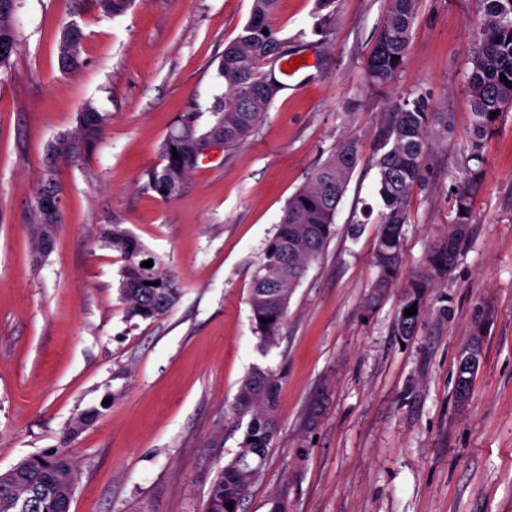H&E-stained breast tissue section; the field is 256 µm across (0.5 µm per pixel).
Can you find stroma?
<instances>
[{
    "label": "stroma",
    "mask_w": 512,
    "mask_h": 512,
    "mask_svg": "<svg viewBox=\"0 0 512 512\" xmlns=\"http://www.w3.org/2000/svg\"><path fill=\"white\" fill-rule=\"evenodd\" d=\"M251 0H134L108 17L92 0H17L18 48L0 72V472L68 451L79 478L70 512H202L246 428L231 405L253 367L281 376L277 429L241 512H512V111L496 123L482 176L468 182L469 49L480 0H421L391 87L364 78L387 0H280L277 36L312 62L237 149L213 154L165 200L143 173L185 112L206 109L216 69ZM77 22L84 67L58 68L60 29ZM447 111L455 131L412 193L401 277L426 266L474 201L458 259L423 299L413 336L396 332L401 288L366 301L382 208L373 166L381 118L398 97ZM110 120L80 160L60 164L63 222L52 252L32 245L36 180L48 145L86 101ZM361 156L335 233L296 287L278 344L262 352L248 302L252 274L288 198L338 144ZM129 229L182 295L164 316L128 320L124 258L98 239ZM482 361L465 402L461 353ZM323 408L315 425L308 415ZM96 421L74 438L79 413Z\"/></svg>",
    "instance_id": "35a3bbf8"
}]
</instances>
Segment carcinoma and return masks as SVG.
Returning a JSON list of instances; mask_svg holds the SVG:
<instances>
[{
	"mask_svg": "<svg viewBox=\"0 0 512 512\" xmlns=\"http://www.w3.org/2000/svg\"><path fill=\"white\" fill-rule=\"evenodd\" d=\"M132 0H94L108 16L124 13ZM482 23L470 50L471 73L467 94L471 107L470 157L482 162L486 138L500 116L512 104V0H480ZM16 0H0V69L11 67L17 35L13 19ZM278 0H251L250 14L241 33L224 47L217 75L224 91L213 97L209 116L186 112L160 145L161 163L144 172L145 188L163 199L174 197L198 167L200 151L209 140L224 141L231 150L242 143L261 121L276 98L270 89L283 85L274 69L265 64L284 56L274 20ZM419 0H389L383 23L366 55L369 85L386 87L402 69L418 14ZM268 30L265 35L262 30ZM84 33L75 22L62 26L58 65L63 73H75L84 64L80 47ZM397 59H391V56ZM497 116H491V113ZM108 115L90 101L83 104L76 126L58 137L47 150L45 166L57 167L86 154L103 132ZM454 127L446 112H430L423 99H396L384 113L374 162L378 195L383 204L379 233L374 244V263L379 270L369 305H376L400 277L402 227L407 223L412 191L427 173L433 141L448 138ZM178 158H173L172 152ZM360 159L358 143L347 139L315 167L305 183L288 199L275 235L268 240L251 283L249 304L254 333L260 346L276 345L287 319L294 289L308 265L324 251L336 211ZM456 215L448 231L427 258V270L403 286L397 317L402 337L415 333L422 314V300L432 282L453 266L461 241L468 234L473 200L467 188L456 191ZM100 241L124 255L120 294L130 319H156L179 300L181 288L164 271L163 263L119 224L104 226ZM153 261L143 267L141 262ZM159 285L154 286L152 282ZM416 306V314L404 316ZM280 377L270 368H255L241 382L232 405L233 414L249 417L239 450L212 482L204 512H240L249 487L259 475L275 437L276 405ZM78 466L65 451L25 459L0 472V512H64L67 498L58 492L74 487Z\"/></svg>",
	"mask_w": 512,
	"mask_h": 512,
	"instance_id": "carcinoma-1",
	"label": "carcinoma"
}]
</instances>
